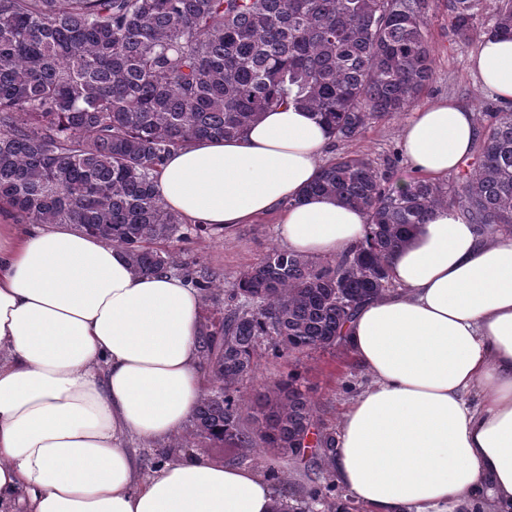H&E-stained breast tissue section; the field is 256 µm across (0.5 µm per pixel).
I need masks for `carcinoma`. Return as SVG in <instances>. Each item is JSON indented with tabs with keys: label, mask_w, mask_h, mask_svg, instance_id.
Listing matches in <instances>:
<instances>
[{
	"label": "carcinoma",
	"mask_w": 512,
	"mask_h": 512,
	"mask_svg": "<svg viewBox=\"0 0 512 512\" xmlns=\"http://www.w3.org/2000/svg\"><path fill=\"white\" fill-rule=\"evenodd\" d=\"M485 0H447L458 41L479 33ZM489 33L512 36V0ZM425 0H0V199L27 224H74L123 249L133 270L177 266L161 245L183 218L162 202L165 156L198 138H233L261 115L305 106L349 142L399 115L433 77ZM472 161L450 182L346 155L311 192L364 209V244L335 264L278 247L237 278L205 337L218 390L195 434L240 448L301 452L313 415L294 377L258 393L243 423L239 384L260 340L303 353L336 344L361 302L391 284L386 258L438 208L512 237V104L482 116Z\"/></svg>",
	"instance_id": "carcinoma-1"
}]
</instances>
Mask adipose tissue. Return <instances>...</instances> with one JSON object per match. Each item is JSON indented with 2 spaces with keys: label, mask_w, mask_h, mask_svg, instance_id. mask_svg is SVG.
<instances>
[{
  "label": "adipose tissue",
  "mask_w": 512,
  "mask_h": 512,
  "mask_svg": "<svg viewBox=\"0 0 512 512\" xmlns=\"http://www.w3.org/2000/svg\"><path fill=\"white\" fill-rule=\"evenodd\" d=\"M479 83L512 100V37L487 35ZM474 112L435 102L402 129L423 175L445 176L481 136ZM328 129L289 104L239 136L174 149L164 204L230 228L280 212L292 251L357 248L367 215L311 194ZM393 290L343 328L369 385L330 456L362 512H512V239L439 209L388 255ZM201 299L177 276L136 275L127 254L79 230L22 226L0 200V512H274L258 470L193 459L144 474L124 440L177 435L208 382Z\"/></svg>",
  "instance_id": "obj_1"
}]
</instances>
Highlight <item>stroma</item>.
<instances>
[{
    "instance_id": "1",
    "label": "stroma",
    "mask_w": 512,
    "mask_h": 512,
    "mask_svg": "<svg viewBox=\"0 0 512 512\" xmlns=\"http://www.w3.org/2000/svg\"><path fill=\"white\" fill-rule=\"evenodd\" d=\"M426 18L434 59V77L419 98L416 108L448 99L470 107L475 114L486 112L494 95L480 86L470 67V57L477 41L455 42L448 30L446 0H427ZM412 111L402 117L371 122L364 134L352 141L330 145L325 160L346 154H363L379 168L393 171V184L407 183L416 171L405 157L400 133ZM278 213H270L251 224H239L224 230L205 228L188 231L186 238L174 240L171 247L178 254V262L207 274L214 287L202 303L203 327L224 314L226 292L237 277L248 267L260 262L272 246L278 245ZM297 375L298 384L314 410L313 431L321 437L334 436L344 412L356 395L365 388L370 378L354 361L345 341L335 346L313 350L301 355H275L269 340H261L255 357L254 371L240 385L237 393L243 413H250L255 395L261 388ZM190 447V456L214 463L235 464L266 471L273 468L288 481V504L293 512H360L348 492L336 482L330 469V458L324 449L309 448L305 455L296 457L285 453L272 455L261 446L243 450L227 443L219 445L196 436L193 426L182 432ZM320 487L318 502H310L309 492Z\"/></svg>"
}]
</instances>
